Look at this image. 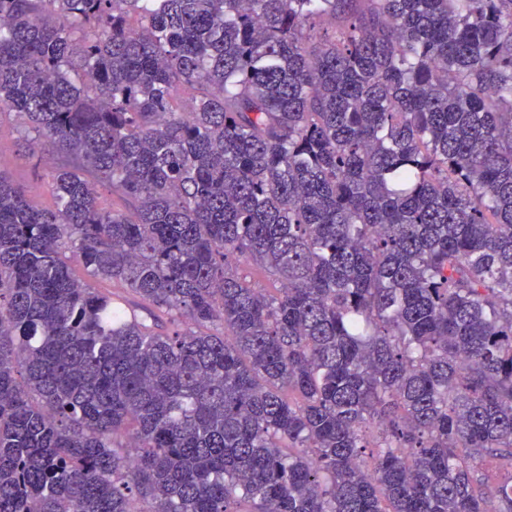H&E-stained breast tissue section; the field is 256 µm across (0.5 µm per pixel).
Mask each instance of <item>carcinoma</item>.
Instances as JSON below:
<instances>
[{
  "label": "carcinoma",
  "instance_id": "cac0c4a2",
  "mask_svg": "<svg viewBox=\"0 0 512 512\" xmlns=\"http://www.w3.org/2000/svg\"><path fill=\"white\" fill-rule=\"evenodd\" d=\"M4 110L0 512H512V0H0ZM17 124L13 115L8 113L0 117V165L4 166L19 184L25 186L34 202L43 208H53L54 198L42 176V170L34 167L38 151L35 156H23L17 152Z\"/></svg>",
  "mask_w": 512,
  "mask_h": 512
}]
</instances>
